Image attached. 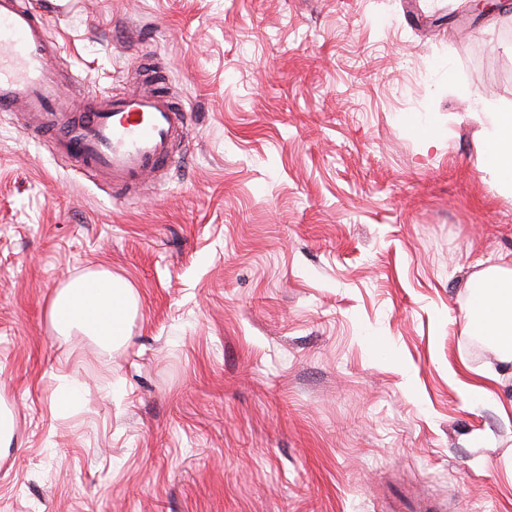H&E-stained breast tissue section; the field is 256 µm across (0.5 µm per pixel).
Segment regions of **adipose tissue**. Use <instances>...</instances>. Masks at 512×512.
I'll return each mask as SVG.
<instances>
[{
	"instance_id": "adipose-tissue-1",
	"label": "adipose tissue",
	"mask_w": 512,
	"mask_h": 512,
	"mask_svg": "<svg viewBox=\"0 0 512 512\" xmlns=\"http://www.w3.org/2000/svg\"><path fill=\"white\" fill-rule=\"evenodd\" d=\"M484 163L500 188L512 195V113L491 112L484 118L480 139ZM482 286L473 296L469 324L485 336L501 362L512 363V268L502 265L480 269L473 276ZM93 293H85L86 284ZM136 310V299L127 281L106 269H95L57 288L49 317L62 336L81 333L94 337L102 348L112 349L124 337L127 321Z\"/></svg>"
}]
</instances>
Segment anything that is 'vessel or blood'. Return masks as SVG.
Returning <instances> with one entry per match:
<instances>
[{"instance_id":"b4317fda","label":"vessel or blood","mask_w":512,"mask_h":512,"mask_svg":"<svg viewBox=\"0 0 512 512\" xmlns=\"http://www.w3.org/2000/svg\"><path fill=\"white\" fill-rule=\"evenodd\" d=\"M71 0H0V114L28 112L56 128L60 151L113 191L136 192L172 167L189 116L167 94L128 87L118 95L68 97L51 64L57 45L48 18Z\"/></svg>"}]
</instances>
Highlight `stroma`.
<instances>
[{
	"mask_svg": "<svg viewBox=\"0 0 512 512\" xmlns=\"http://www.w3.org/2000/svg\"><path fill=\"white\" fill-rule=\"evenodd\" d=\"M82 2L51 26L63 90L153 69L188 133L124 199L0 119V512H512V368L465 288L512 266L477 153L512 10ZM100 268L137 301L111 352L48 317Z\"/></svg>",
	"mask_w": 512,
	"mask_h": 512,
	"instance_id": "stroma-1",
	"label": "stroma"
}]
</instances>
